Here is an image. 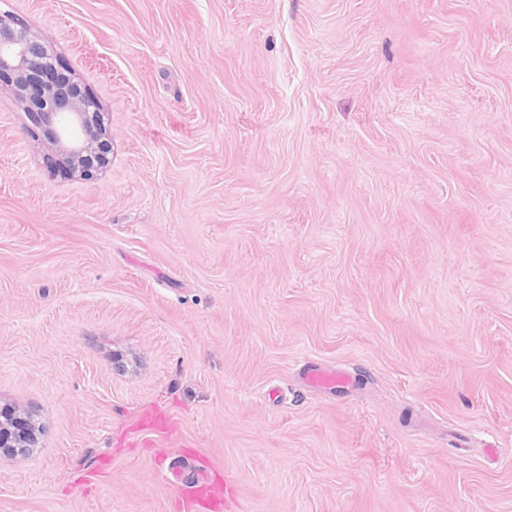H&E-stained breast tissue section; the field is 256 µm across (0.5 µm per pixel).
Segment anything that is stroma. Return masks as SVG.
I'll return each mask as SVG.
<instances>
[{
  "instance_id": "stroma-1",
  "label": "stroma",
  "mask_w": 512,
  "mask_h": 512,
  "mask_svg": "<svg viewBox=\"0 0 512 512\" xmlns=\"http://www.w3.org/2000/svg\"><path fill=\"white\" fill-rule=\"evenodd\" d=\"M1 10L112 151L0 98V512H181L158 445L240 512H512V0ZM304 383L314 389L329 393H336L352 384L347 372L323 368L317 365L310 366L303 374ZM29 436L30 430L13 429L11 420L0 421V448H11L10 451L13 452H24L25 448L36 447L28 444Z\"/></svg>"
}]
</instances>
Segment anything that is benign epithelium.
I'll use <instances>...</instances> for the list:
<instances>
[{
    "label": "benign epithelium",
    "instance_id": "7a95c632",
    "mask_svg": "<svg viewBox=\"0 0 512 512\" xmlns=\"http://www.w3.org/2000/svg\"><path fill=\"white\" fill-rule=\"evenodd\" d=\"M27 108V133L44 136L72 176L93 180L112 151V130L98 98L59 71L45 43L9 12H0V97ZM28 431L0 421V448L29 447Z\"/></svg>",
    "mask_w": 512,
    "mask_h": 512
}]
</instances>
